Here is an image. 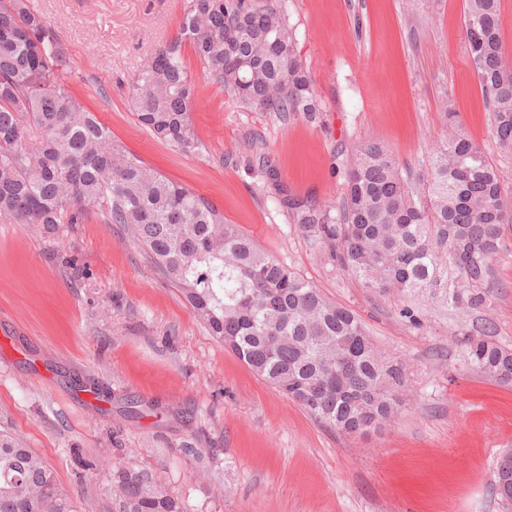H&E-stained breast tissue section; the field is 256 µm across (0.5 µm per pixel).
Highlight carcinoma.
<instances>
[{"instance_id":"carcinoma-1","label":"carcinoma","mask_w":512,"mask_h":512,"mask_svg":"<svg viewBox=\"0 0 512 512\" xmlns=\"http://www.w3.org/2000/svg\"><path fill=\"white\" fill-rule=\"evenodd\" d=\"M468 56L491 112L497 156L512 161V68L505 62L500 0H465ZM237 103L311 123L319 107L278 0H188L181 39L155 49L131 81L140 125L183 152L203 149L189 114L196 87L181 40ZM69 59L30 0H0V218L77 224L102 208L127 227L211 335L258 377L320 423L349 436L379 435L405 407L406 365L380 353L358 316L261 250L224 212L112 141L72 94ZM280 205L327 264L366 288L482 313L496 290L495 262L512 225V186L484 147L448 126L421 186L403 177L384 145H355L341 201L288 194L264 165ZM462 369L512 385V348L483 319L462 328ZM118 512H184L152 472L105 462ZM495 488L512 505V450ZM0 512H75L44 459L0 433Z\"/></svg>"}]
</instances>
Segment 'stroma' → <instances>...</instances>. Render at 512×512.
Segmentation results:
<instances>
[{
    "label": "stroma",
    "instance_id": "stroma-1",
    "mask_svg": "<svg viewBox=\"0 0 512 512\" xmlns=\"http://www.w3.org/2000/svg\"><path fill=\"white\" fill-rule=\"evenodd\" d=\"M32 3L65 47L70 89L114 142L352 310L406 364L409 393L381 435L320 424L210 336L124 225L91 206L50 233L0 220V432L44 457L77 512H116L94 466L113 456L149 469L184 512H507L493 483L512 448V385L462 370L455 332L471 317L370 291L327 265L263 170L271 160L290 194L337 201L352 147L372 140L426 178L448 98L462 131L491 146L464 0H283L322 109L316 124L237 104L183 43L198 154L153 137L129 98L144 59L178 38L187 0ZM496 269L484 316L512 347V226ZM412 303L421 325L402 315Z\"/></svg>",
    "mask_w": 512,
    "mask_h": 512
}]
</instances>
